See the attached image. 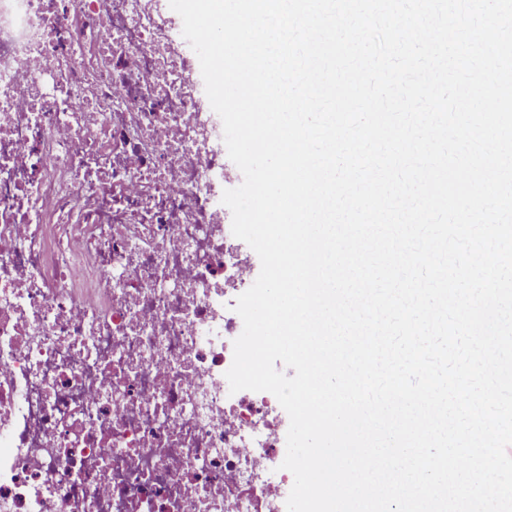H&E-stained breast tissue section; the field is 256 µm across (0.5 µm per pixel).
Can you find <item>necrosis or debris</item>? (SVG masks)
Wrapping results in <instances>:
<instances>
[{"instance_id": "1", "label": "necrosis or debris", "mask_w": 512, "mask_h": 512, "mask_svg": "<svg viewBox=\"0 0 512 512\" xmlns=\"http://www.w3.org/2000/svg\"><path fill=\"white\" fill-rule=\"evenodd\" d=\"M228 173L169 0H0V512H280Z\"/></svg>"}]
</instances>
